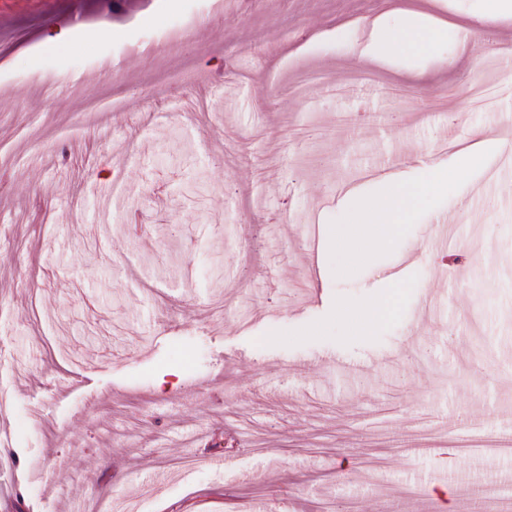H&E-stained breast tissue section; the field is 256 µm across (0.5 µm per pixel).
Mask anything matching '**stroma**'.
Masks as SVG:
<instances>
[{
	"label": "stroma",
	"mask_w": 512,
	"mask_h": 512,
	"mask_svg": "<svg viewBox=\"0 0 512 512\" xmlns=\"http://www.w3.org/2000/svg\"><path fill=\"white\" fill-rule=\"evenodd\" d=\"M85 19L47 48L50 21ZM386 0H0V501L28 512H383L435 489L470 512L512 492V53L473 45L438 71L445 35L398 52L370 81L348 56L369 31L334 30ZM434 13L482 19V0ZM112 35L86 39L98 24ZM223 60L235 92L199 84ZM317 72L304 96L291 88ZM483 161L419 211L394 248L351 278L313 276L346 189L389 168L413 181L448 114ZM467 198L452 249L433 224ZM139 208L132 235L123 211ZM444 294L430 319L429 290ZM394 290L396 314L352 335L344 299ZM172 374L173 388L158 385ZM231 428L227 467L194 462Z\"/></svg>",
	"instance_id": "35a3bbf8"
}]
</instances>
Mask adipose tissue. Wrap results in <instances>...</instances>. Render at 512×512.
<instances>
[{"label": "adipose tissue", "instance_id": "adipose-tissue-1", "mask_svg": "<svg viewBox=\"0 0 512 512\" xmlns=\"http://www.w3.org/2000/svg\"><path fill=\"white\" fill-rule=\"evenodd\" d=\"M370 25L373 41L354 42L349 47L354 60L384 63L395 51L405 47L422 49L424 43L452 30L456 33L455 54L440 59L439 67L444 70L453 67L457 58L469 56L472 43L479 37L476 27H451L449 21L431 16L417 0H407L404 7L373 16ZM480 158L479 149L468 148L453 160L427 165L425 177L415 181L379 177L375 193L354 199L337 217L324 250L331 273L353 276L375 253L391 248L410 224L413 214L463 178ZM343 311L351 332L368 336L394 315L395 299L392 293L385 292L357 305H344Z\"/></svg>", "mask_w": 512, "mask_h": 512}]
</instances>
